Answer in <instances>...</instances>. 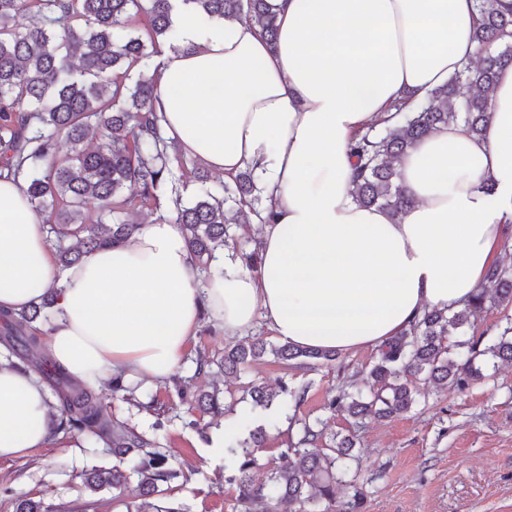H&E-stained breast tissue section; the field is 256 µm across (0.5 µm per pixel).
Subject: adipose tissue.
Instances as JSON below:
<instances>
[{"mask_svg": "<svg viewBox=\"0 0 512 512\" xmlns=\"http://www.w3.org/2000/svg\"><path fill=\"white\" fill-rule=\"evenodd\" d=\"M278 35L248 20L180 19L156 109L174 146L214 172L249 169L271 200L261 265L225 251L200 278L180 225L155 217L128 241L58 271L20 179L0 176V311L63 290L42 342L95 388L118 370L170 377L202 320L234 337L263 320L285 342L377 347L424 309L457 310L502 255L512 223V66L492 92L483 136L452 122L398 163L414 206L358 205L351 141L405 96L455 76L477 48L474 0H273ZM52 433L36 374L0 366V459Z\"/></svg>", "mask_w": 512, "mask_h": 512, "instance_id": "obj_1", "label": "adipose tissue"}]
</instances>
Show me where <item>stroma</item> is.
<instances>
[{"label":"stroma","instance_id":"35a3bbf8","mask_svg":"<svg viewBox=\"0 0 512 512\" xmlns=\"http://www.w3.org/2000/svg\"><path fill=\"white\" fill-rule=\"evenodd\" d=\"M229 340L223 330L203 323L175 375L190 388L235 391L242 382L278 387L283 373L272 358L252 364L240 379L223 374L195 377L198 355H222ZM370 349L339 353L335 361L291 371L293 384L307 385L296 414L325 419L324 437L347 433L344 416L327 415L324 405L349 377L373 361ZM486 379L465 389L418 384V403L406 414L370 421L359 433L357 450L365 480L364 512H512V363L497 362ZM138 405L114 401L116 416L137 432L158 440L186 477L172 496L187 512H235L236 491L224 481L220 449L186 421L205 425L209 435L234 421V414L214 417L183 404L173 387L149 377L139 379ZM163 430H154L156 419ZM112 454L92 452L69 439L31 449L17 460H0V487L43 498L54 512H117L114 490L89 493L81 472L91 466L116 465Z\"/></svg>","mask_w":512,"mask_h":512}]
</instances>
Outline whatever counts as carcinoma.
Here are the masks:
<instances>
[{
    "instance_id": "carcinoma-1",
    "label": "carcinoma",
    "mask_w": 512,
    "mask_h": 512,
    "mask_svg": "<svg viewBox=\"0 0 512 512\" xmlns=\"http://www.w3.org/2000/svg\"><path fill=\"white\" fill-rule=\"evenodd\" d=\"M0 0V170L23 178V190L40 223L54 238L61 268L79 262L94 250L122 243L140 229L121 219L144 209L165 211L180 224L195 264L207 270L220 250L236 249L234 227L244 205L263 223L272 222V206L252 171L237 174L219 190L202 187L184 200L190 179L180 163L172 166L169 144L155 108L158 83L146 75V61L163 47L178 49L174 12L186 6L205 20L237 19L258 24L269 40L277 34V13L271 0ZM482 17L474 40L476 60L448 83L432 91L429 101L401 113V120L381 133L377 120L356 140L353 198L363 207H378L399 217L415 200L396 184L397 162L418 141L451 121H460L474 136L483 134L491 111L490 94L498 72L512 65V7L497 0H475ZM145 13L143 27L128 31L131 8ZM20 13L30 23L20 31L13 21ZM101 135L94 147L89 136ZM70 144L61 154L59 138ZM128 183L137 191L123 192ZM488 287L477 289L459 311L426 309L422 315L377 349L366 372L369 385H342L325 404L330 414L352 420L354 432L332 436L318 447L323 431L305 418L288 415L304 402L307 387L281 381L272 390L248 382L238 401L269 406L279 401L288 421V441L266 480L257 482L258 452L266 429H249L241 415L224 436V481L235 487L240 512H362L365 493L362 465L355 452V431L372 419L387 420L411 411L416 381L464 388L484 378L481 356L512 361V322L498 339L479 350L466 339L473 315L486 303L512 304V255L487 274ZM58 289L50 288L29 309L0 313V347L20 369H32L53 391L58 415L54 432H63L92 448H107L127 464L84 470V488L97 493L119 491L116 502L126 512H143L139 501L160 494V485L186 474L175 469L156 441L136 432L109 412L95 392L63 373L45 353L32 323L54 307ZM334 349H315L263 339L224 347V355L197 363L195 375L213 369L224 375L242 373L253 362L272 356L289 372L312 362L336 359ZM139 388L118 373L112 375V398L127 400ZM189 406L213 416L231 410L219 393L201 391ZM14 512H50L41 498L7 488Z\"/></svg>"
}]
</instances>
